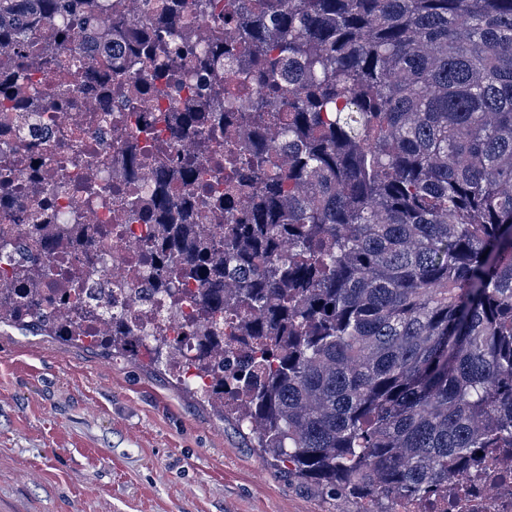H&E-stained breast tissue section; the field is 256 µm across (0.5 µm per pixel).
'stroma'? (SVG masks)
I'll list each match as a JSON object with an SVG mask.
<instances>
[{
    "mask_svg": "<svg viewBox=\"0 0 512 512\" xmlns=\"http://www.w3.org/2000/svg\"><path fill=\"white\" fill-rule=\"evenodd\" d=\"M148 357L0 323V512H339Z\"/></svg>",
    "mask_w": 512,
    "mask_h": 512,
    "instance_id": "stroma-1",
    "label": "stroma"
}]
</instances>
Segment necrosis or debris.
<instances>
[{
  "label": "necrosis or debris",
  "mask_w": 512,
  "mask_h": 512,
  "mask_svg": "<svg viewBox=\"0 0 512 512\" xmlns=\"http://www.w3.org/2000/svg\"><path fill=\"white\" fill-rule=\"evenodd\" d=\"M237 0H221L220 18L187 9L182 29L191 42L223 35L239 19ZM83 60L98 72L131 71L152 74L150 61H132L128 54L112 52L107 39L85 46ZM26 76L17 81L11 98L0 97V131L9 130L19 163L12 179L28 187L25 209L0 203V288H12L21 279L37 282L41 310L59 322L70 318L71 307L98 308L91 333L111 335L116 318L148 327L157 309L156 284L149 269L138 261L146 244L163 243L165 225L133 220L124 202L138 199L142 209L149 198H137L138 184L150 179L159 166L176 167L193 153L192 145L175 139L177 119L185 110L203 112L215 100L191 58L183 60L179 82L160 84L141 95L132 94L127 82L113 80L110 92L101 83L74 90L67 102L55 93L57 77L34 57L25 59ZM154 128L155 138H141L147 152L139 168L129 164L126 132ZM78 208L80 224L65 229L56 222L58 211ZM35 216L32 234L19 236L23 212ZM65 260L78 269L94 264L96 272L79 287L64 279L48 280L44 267ZM224 316L203 320L194 307L167 318L166 334L176 345V358L195 356L203 337L224 342ZM448 512H512V453L494 454L477 467L460 471L448 485Z\"/></svg>",
  "instance_id": "4bbe7bcc"
}]
</instances>
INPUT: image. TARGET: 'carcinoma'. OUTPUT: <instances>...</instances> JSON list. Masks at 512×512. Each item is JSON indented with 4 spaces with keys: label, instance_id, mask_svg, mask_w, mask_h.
Instances as JSON below:
<instances>
[{
    "label": "carcinoma",
    "instance_id": "1",
    "mask_svg": "<svg viewBox=\"0 0 512 512\" xmlns=\"http://www.w3.org/2000/svg\"><path fill=\"white\" fill-rule=\"evenodd\" d=\"M185 0H161L139 34L112 20V48L142 60L167 52L152 80L180 66ZM247 21L195 44L199 70H231L259 89L235 163L197 183L224 205L209 249L177 248L189 210L160 170L140 192L171 225L145 249L164 288L158 322L190 304L245 323L252 349L191 365L224 392L223 413L262 456L338 501L400 502L448 492V478L497 448L512 450V0H241ZM46 22L70 59L64 85L89 81L71 37L96 35L91 0H0V51L60 65L28 38ZM23 76L0 68V94ZM224 114L186 112L175 135L208 146ZM226 185L224 193L214 185ZM252 199L237 212L235 197ZM194 282V293L185 284ZM18 322L51 323L27 293L0 289ZM121 330L101 348L128 347ZM182 384L172 341L144 337ZM482 455H477V452Z\"/></svg>",
    "mask_w": 512,
    "mask_h": 512
}]
</instances>
